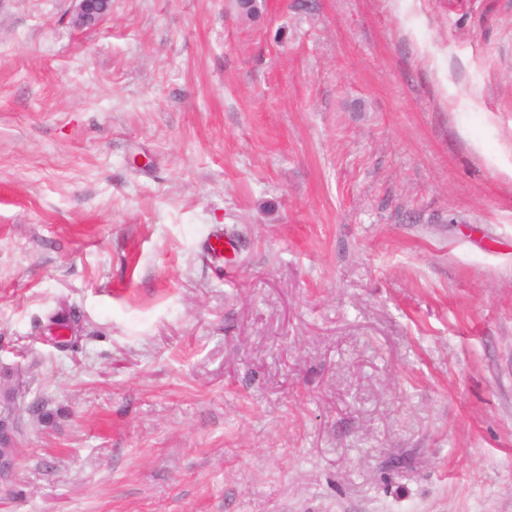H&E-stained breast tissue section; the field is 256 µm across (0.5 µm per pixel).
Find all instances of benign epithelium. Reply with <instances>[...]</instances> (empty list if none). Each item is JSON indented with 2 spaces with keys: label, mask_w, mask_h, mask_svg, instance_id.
<instances>
[{
  "label": "benign epithelium",
  "mask_w": 512,
  "mask_h": 512,
  "mask_svg": "<svg viewBox=\"0 0 512 512\" xmlns=\"http://www.w3.org/2000/svg\"><path fill=\"white\" fill-rule=\"evenodd\" d=\"M72 22L78 28H94L109 14L111 0H72ZM27 391L17 371L0 367V492L11 487L21 451L24 416L40 412L36 401H26Z\"/></svg>",
  "instance_id": "obj_1"
}]
</instances>
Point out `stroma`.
I'll return each mask as SVG.
<instances>
[{
	"label": "stroma",
	"mask_w": 512,
	"mask_h": 512,
	"mask_svg": "<svg viewBox=\"0 0 512 512\" xmlns=\"http://www.w3.org/2000/svg\"><path fill=\"white\" fill-rule=\"evenodd\" d=\"M259 4L0 0V512H512V0ZM112 0H72V22L78 28H94L109 14ZM27 391L17 379V371L0 367V492L11 487L21 451L25 414L40 412L37 401L26 402Z\"/></svg>",
	"instance_id": "obj_1"
}]
</instances>
